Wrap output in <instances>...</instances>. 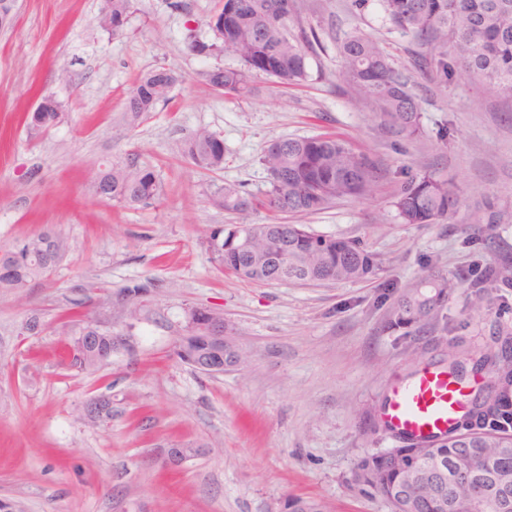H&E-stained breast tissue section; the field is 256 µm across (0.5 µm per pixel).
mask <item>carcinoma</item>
I'll list each match as a JSON object with an SVG mask.
<instances>
[{"label": "carcinoma", "mask_w": 512, "mask_h": 512, "mask_svg": "<svg viewBox=\"0 0 512 512\" xmlns=\"http://www.w3.org/2000/svg\"><path fill=\"white\" fill-rule=\"evenodd\" d=\"M386 20L396 30L426 47L430 63L441 75L465 73L486 96L512 101V0H381ZM133 0H103L98 27L109 35L125 32ZM219 22L209 41L199 39L196 30L186 31L190 51L216 60L232 55L240 67L216 66L208 71L209 84L227 95L250 92L253 76L266 75L281 85L307 82L309 49L319 43L314 28L305 29L298 16L296 0H223ZM349 81L366 90L387 118L389 126L409 139L424 133L421 105L410 88V78L396 69L380 44L364 34L347 37L340 46ZM178 77L170 70L156 68L142 76L126 103L128 122L135 124L168 100ZM182 151L196 167L217 171L224 168V143L208 130L192 134ZM260 163L269 187L260 198L242 192L233 184L216 187L209 202L228 213L246 215L265 209L274 215L319 213L339 200L359 199L373 194L379 178L372 158L356 151L345 141L330 135L278 139L271 142ZM100 185L91 186L93 196L124 206L148 205L160 199L162 185L156 172L134 158L98 168ZM462 204L461 196L448 181L423 171L400 184L390 201L395 216L404 224L443 223ZM239 234L240 250L228 249L217 266L251 283L274 278L290 282L356 283L376 275L378 263L361 243L344 237L311 231L305 224L223 226V235ZM70 250L68 241L54 233L42 232L0 251L31 254L33 258L3 266L0 288L22 296L34 281L50 275ZM436 288L432 296L417 294L399 301L388 326L406 329L428 318L448 298L457 283L443 276H431ZM470 306L480 312L490 299L486 283L468 285ZM497 349L469 358L473 365L491 364L494 381L481 401L448 433L434 438H409L413 445L430 447L433 454L448 460L459 445L472 449L473 465L481 471L497 469L512 475V332ZM121 345L109 334L86 324L71 347V364L91 370L112 359ZM214 347L193 331L177 345L181 361L212 356ZM404 449L362 457L354 470V481L364 490L384 499L391 512H404L394 494L404 476ZM292 512H324L317 500L294 498L287 502Z\"/></svg>", "instance_id": "cac0c4a2"}]
</instances>
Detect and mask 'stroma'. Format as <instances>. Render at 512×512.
I'll list each match as a JSON object with an SVG mask.
<instances>
[{
	"mask_svg": "<svg viewBox=\"0 0 512 512\" xmlns=\"http://www.w3.org/2000/svg\"><path fill=\"white\" fill-rule=\"evenodd\" d=\"M221 0H133L126 35L96 24L102 0H19L0 29V248L43 230L71 249L24 296L0 289V512H284L315 498L327 512H389L352 480L364 455L400 447L383 430L394 387L422 369H443L454 344L487 350L512 329V284L490 283L481 312L467 285L490 268L512 267V107L484 98L466 76L444 83L414 63L410 36L391 28L379 0H297L320 45L309 80L285 87L259 75L237 98L204 78L214 59L190 52L186 29L212 37ZM362 32L411 77L423 137L381 123L378 108L343 76L341 43ZM179 81L170 98L135 125L125 102L157 67ZM46 96L65 119L40 136L22 121ZM449 127L447 140L437 132ZM224 141V168L194 166L183 142L198 130ZM333 134L381 168L375 192L304 216L313 231L357 240L378 261L357 284H252L219 271L207 229L269 222L213 208V185L261 195L259 159L272 140ZM152 167L160 200L123 207L91 195L92 174L128 155ZM428 169L462 198L451 221L403 224L390 206L404 172ZM494 208L497 221L480 224ZM456 283L424 322L394 331L403 295L431 294L428 269ZM222 313L247 354L208 375L175 354L189 312ZM39 331L24 333L30 319ZM123 334L126 345L93 371L70 367L65 345L86 323ZM112 399V417L79 420L92 396ZM202 447L180 468L171 448Z\"/></svg>",
	"mask_w": 512,
	"mask_h": 512,
	"instance_id": "35a3bbf8",
	"label": "stroma"
}]
</instances>
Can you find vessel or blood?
Returning a JSON list of instances; mask_svg holds the SVG:
<instances>
[{"label":"vessel or blood","mask_w":512,"mask_h":512,"mask_svg":"<svg viewBox=\"0 0 512 512\" xmlns=\"http://www.w3.org/2000/svg\"><path fill=\"white\" fill-rule=\"evenodd\" d=\"M464 407L465 394L447 373L425 369L395 390L383 416L397 433L433 437L447 432Z\"/></svg>","instance_id":"vessel-or-blood-1"}]
</instances>
